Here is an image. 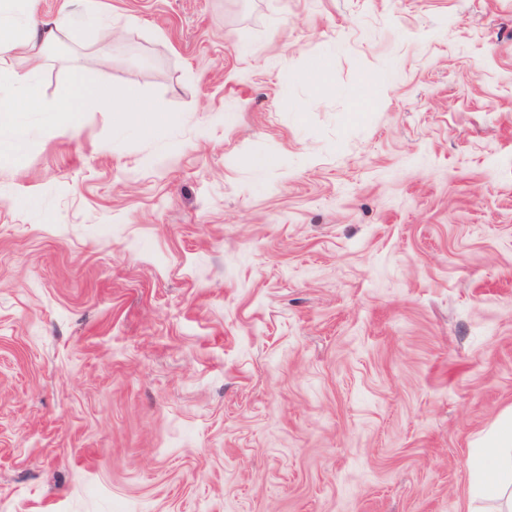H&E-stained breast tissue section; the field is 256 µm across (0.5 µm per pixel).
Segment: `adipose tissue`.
<instances>
[{
	"instance_id": "obj_1",
	"label": "adipose tissue",
	"mask_w": 512,
	"mask_h": 512,
	"mask_svg": "<svg viewBox=\"0 0 512 512\" xmlns=\"http://www.w3.org/2000/svg\"><path fill=\"white\" fill-rule=\"evenodd\" d=\"M31 0H0V57L37 46L59 42L61 37L78 27L108 29L109 23L96 0H73L72 9L49 21H37ZM37 71H13L0 77V153L19 154L23 130L16 121L21 101L31 95ZM98 109L131 113L134 120L148 126L161 122L160 116L142 103L134 89L115 92L111 88L77 84L71 100L62 109L68 116L81 112L86 103ZM486 452L477 470L474 492L479 496L502 495L512 488V411L503 416L484 443Z\"/></svg>"
}]
</instances>
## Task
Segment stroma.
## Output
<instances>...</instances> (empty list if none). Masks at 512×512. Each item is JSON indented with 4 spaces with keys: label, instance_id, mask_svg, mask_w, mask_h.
I'll return each mask as SVG.
<instances>
[{
    "label": "stroma",
    "instance_id": "35a3bbf8",
    "mask_svg": "<svg viewBox=\"0 0 512 512\" xmlns=\"http://www.w3.org/2000/svg\"><path fill=\"white\" fill-rule=\"evenodd\" d=\"M101 3L108 58L0 61L38 69L0 158V512H492L512 0ZM78 80L165 122H70Z\"/></svg>",
    "mask_w": 512,
    "mask_h": 512
}]
</instances>
